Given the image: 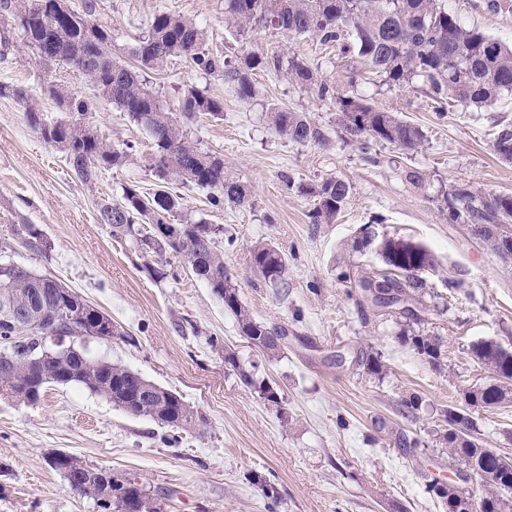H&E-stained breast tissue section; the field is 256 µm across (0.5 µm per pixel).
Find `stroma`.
Wrapping results in <instances>:
<instances>
[{
	"instance_id": "1",
	"label": "stroma",
	"mask_w": 512,
	"mask_h": 512,
	"mask_svg": "<svg viewBox=\"0 0 512 512\" xmlns=\"http://www.w3.org/2000/svg\"><path fill=\"white\" fill-rule=\"evenodd\" d=\"M443 3L466 25L512 45V10L489 11L486 0ZM161 11L195 20L206 51L229 61L246 50L297 56L337 94L398 114L424 140L413 151L375 143L362 149L332 100L283 71L255 70L247 100L223 76L180 58L145 72L148 88L169 108H178L185 83L224 104L223 119L202 116L186 131L202 150L223 157L254 205L228 201L213 210L204 193L188 188L183 203L223 226L218 248L250 314L286 330L270 358L248 343L235 316L180 256L167 254L168 276L155 280L144 258L99 223L101 198L128 184L152 188L148 131L97 100L77 71L43 65L24 43L0 45V82L27 94L23 102L0 97V255L58 280L109 316L114 336L86 341L88 353L177 391L198 416L172 433L75 384L48 389L34 406L0 398V512H100L50 466L58 452L137 477L164 512H446L429 486L457 479L465 466L448 452L445 414L463 408L466 389L490 381L472 344L491 340L512 350V263L465 225L445 221L436 199L452 182L512 193V162L493 151L498 132L512 129V96L440 116L420 81L391 87L373 76L349 83L335 48L272 28L239 32L224 15V0H97L96 19L111 27L113 52L131 65L133 48ZM50 80L96 99L87 122L107 142L131 145L132 161L93 184L75 180L65 153L24 120L28 102L56 116L41 91ZM275 105L307 113L327 144L282 137L269 120ZM412 169L423 173V186L407 179ZM330 177L348 180L352 193L334 223H310L313 201L296 186ZM18 224L36 229V245L15 234ZM365 228L379 239L420 243L434 256L420 295L423 321L374 307L354 288L353 277L385 270L375 247L356 248ZM261 242L283 254L287 287H271L253 269L251 252ZM414 335L438 340V362L414 349ZM214 339L219 348H211ZM228 350L274 387L278 402L240 383L224 364ZM373 356L381 362L376 373L366 366ZM413 397L417 407H406ZM473 421L484 447L512 454V403ZM265 482L278 489L279 503L264 496Z\"/></svg>"
}]
</instances>
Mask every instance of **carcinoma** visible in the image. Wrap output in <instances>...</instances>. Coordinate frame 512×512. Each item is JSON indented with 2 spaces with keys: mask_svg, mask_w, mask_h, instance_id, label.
<instances>
[{
  "mask_svg": "<svg viewBox=\"0 0 512 512\" xmlns=\"http://www.w3.org/2000/svg\"><path fill=\"white\" fill-rule=\"evenodd\" d=\"M51 2L17 0L14 4L12 0H0V11L7 14L3 24L32 47L42 63L82 67V76L99 96L127 112L153 140L154 188L147 192L125 185L120 200L99 201V223L106 225L112 236L126 239L147 260L145 267L155 279L167 277L163 262L166 253L183 257L222 301L224 309L235 315L242 335L254 346L274 354L286 331L255 321L243 305L217 248L216 237L223 229L210 227L203 217L183 215L182 194L172 190L176 183L202 191L208 205L216 209L226 200L253 206L246 187L225 172L224 159L203 151L184 133V124L199 115L223 119L224 104L196 85L185 84L180 89L181 109L171 112L146 87L141 72L157 70L171 57H182L203 73L222 74L237 85L244 100L254 94L251 72L270 65L286 68L296 84L317 89L322 99L333 96L330 87L318 81L313 69L295 56L285 61L250 51L231 66L203 48V30L196 22L165 12L153 17L147 35L132 49L137 65L129 66L112 55V29L95 19L94 0H85L81 13L67 5L58 10ZM224 14L242 31L252 26L272 27L292 36L307 35L324 44H338L341 56L351 60L352 84L363 72L391 85L419 80L441 115L458 105L482 104L512 95V49L466 25L436 0H224ZM44 94L55 103L60 116L50 117L27 106L24 119L46 143L66 153L78 180L91 184L99 172L128 164L130 145L114 146L84 123V116L93 109L91 102L53 81L44 87ZM335 101L345 128L354 136L408 151L416 149L423 139L418 127L377 109L361 96L340 95ZM270 119L290 141L315 145L327 142L326 131L304 112L274 106ZM493 148L497 156L512 161V130H501ZM293 186L313 198V224L333 223L351 193V183L340 178L313 184L288 183V187ZM439 211L448 223L467 226L496 252L500 251L499 239L490 228L512 235V194L486 193L454 183L442 193ZM155 224L169 226L171 233L152 237L150 227ZM377 253L386 273L361 276L358 286L380 307H391L397 297H403L402 314L421 320L413 304L425 283L416 271L434 267L432 254L419 243L395 238L382 239ZM252 265L266 282L277 288L285 284V258L274 246L256 245ZM69 305L80 308V315L64 318L61 310ZM3 306L9 308L11 316L0 318V350H6L0 354L1 396L33 406L51 386L78 384L127 414L150 418L173 432L195 422L193 409L180 395L121 364L86 354H47L39 361L33 360L34 347L21 340L29 335L25 325L33 318L69 340H103L114 335L107 315L59 281L0 260V308ZM411 342L432 363L438 362L439 347L431 337L413 336ZM471 352L479 364L494 372L493 382L466 391L474 405L494 409L511 400L512 351L494 341H481L472 345ZM224 363L238 373L242 384L265 400L278 402L274 388L256 380L234 354L224 352ZM446 418L450 426L459 429L455 437L443 435L448 452L464 461L467 471L489 475L482 484L486 494L480 499L479 512H506L512 505L508 499L512 495V456L484 447L473 436L474 422L467 415L450 408ZM85 480L82 472L72 474V485L80 488V494L98 499L100 484L87 485ZM429 490L443 500L448 512H462L461 503L447 487L434 482ZM144 496L143 487L130 477L112 487L111 500L97 506L103 512H137Z\"/></svg>",
  "mask_w": 512,
  "mask_h": 512,
  "instance_id": "1",
  "label": "carcinoma"
}]
</instances>
